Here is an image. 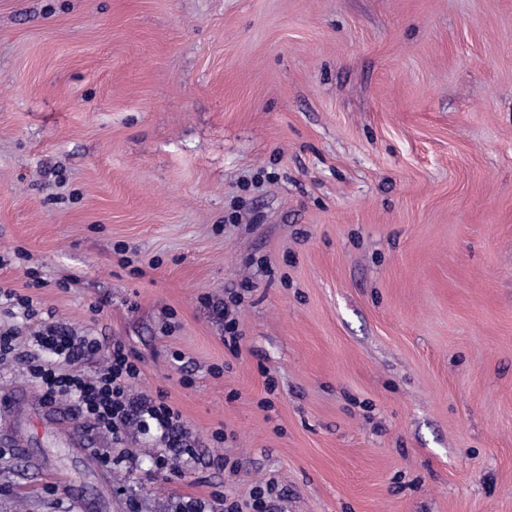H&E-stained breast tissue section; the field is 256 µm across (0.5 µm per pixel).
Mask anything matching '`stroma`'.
Instances as JSON below:
<instances>
[{"instance_id": "1", "label": "stroma", "mask_w": 512, "mask_h": 512, "mask_svg": "<svg viewBox=\"0 0 512 512\" xmlns=\"http://www.w3.org/2000/svg\"><path fill=\"white\" fill-rule=\"evenodd\" d=\"M0 287L196 448L0 415V512H512V0H0ZM208 306L213 308V311L216 313L218 317L224 320V344L229 347V350L236 354L239 353L238 342L242 336V333L239 331V322L237 318L231 317L229 312V306L225 301L220 300V302H212L210 299H207ZM276 488V481L269 479L265 484L254 486L242 501L232 498L225 491H214L211 497L215 504L224 506L221 510L225 512H270V499Z\"/></svg>"}]
</instances>
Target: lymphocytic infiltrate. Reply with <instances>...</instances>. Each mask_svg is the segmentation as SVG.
<instances>
[{
    "mask_svg": "<svg viewBox=\"0 0 512 512\" xmlns=\"http://www.w3.org/2000/svg\"><path fill=\"white\" fill-rule=\"evenodd\" d=\"M0 298L22 309L30 322L23 329L0 330V363L22 362L44 401H70L88 430L116 441L137 428L159 447L153 459L157 473H179L181 462L193 458L190 432L167 394L134 393L142 375L141 360L124 342L80 335L59 321L39 322L32 300L13 290L0 289ZM103 352L108 355L106 366L86 372L84 361Z\"/></svg>",
    "mask_w": 512,
    "mask_h": 512,
    "instance_id": "lymphocytic-infiltrate-1",
    "label": "lymphocytic infiltrate"
}]
</instances>
